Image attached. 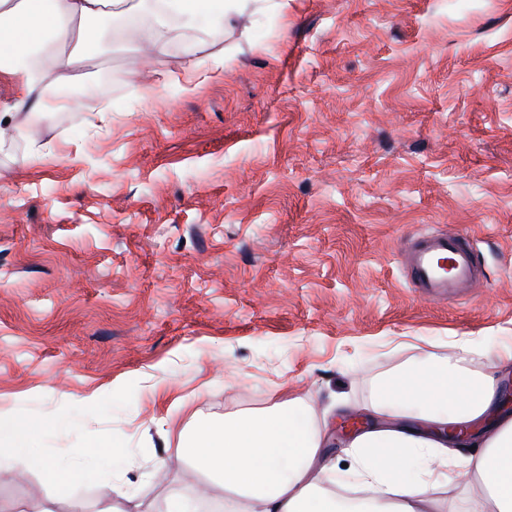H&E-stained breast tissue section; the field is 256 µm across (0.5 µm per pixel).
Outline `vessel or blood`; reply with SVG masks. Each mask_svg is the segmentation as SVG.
<instances>
[{"label": "vessel or blood", "mask_w": 512, "mask_h": 512, "mask_svg": "<svg viewBox=\"0 0 512 512\" xmlns=\"http://www.w3.org/2000/svg\"><path fill=\"white\" fill-rule=\"evenodd\" d=\"M402 261L410 288L428 300L460 296L482 277L475 247L468 237L440 229L408 239Z\"/></svg>", "instance_id": "vessel-or-blood-1"}]
</instances>
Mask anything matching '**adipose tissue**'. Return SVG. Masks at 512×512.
<instances>
[{"label": "adipose tissue", "mask_w": 512, "mask_h": 512, "mask_svg": "<svg viewBox=\"0 0 512 512\" xmlns=\"http://www.w3.org/2000/svg\"><path fill=\"white\" fill-rule=\"evenodd\" d=\"M125 0H0V72L16 77L33 109L45 82H76L73 55L46 57L44 48L79 26L82 57L99 47L92 21L124 12ZM220 7L225 20L247 11L286 12L288 0H153L157 21ZM512 368V347L497 352L487 370L473 372L445 359L403 369L385 379L368 409L371 429L351 441L352 478L367 497L347 501L327 494L332 469L322 457L315 412L300 398L202 422L183 432L178 456L218 486V512H433L434 489L448 490V512H512V409L503 403L498 374ZM36 430L0 418V445L42 465ZM424 477L401 478L405 460ZM46 482L66 491L70 480L42 465ZM467 480L457 483L455 468Z\"/></svg>", "instance_id": "obj_1"}]
</instances>
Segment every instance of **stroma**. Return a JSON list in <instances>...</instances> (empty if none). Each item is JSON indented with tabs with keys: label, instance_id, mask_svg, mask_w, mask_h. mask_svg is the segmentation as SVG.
Returning a JSON list of instances; mask_svg holds the SVG:
<instances>
[{
	"label": "stroma",
	"instance_id": "35a3bbf8",
	"mask_svg": "<svg viewBox=\"0 0 512 512\" xmlns=\"http://www.w3.org/2000/svg\"><path fill=\"white\" fill-rule=\"evenodd\" d=\"M125 26L77 64L118 77L108 98L0 129V416L38 425L45 462L126 458L64 496L15 460L0 512L216 496L177 457L196 422L284 393L355 408L449 336L475 370L512 344V0ZM427 226L473 238L479 287L415 296L400 249Z\"/></svg>",
	"mask_w": 512,
	"mask_h": 512
}]
</instances>
